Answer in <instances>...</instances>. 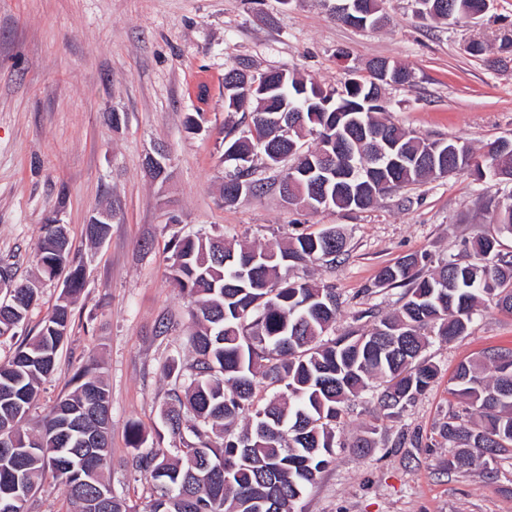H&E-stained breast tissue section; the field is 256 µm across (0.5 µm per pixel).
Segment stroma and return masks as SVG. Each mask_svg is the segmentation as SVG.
Returning <instances> with one entry per match:
<instances>
[{"mask_svg":"<svg viewBox=\"0 0 512 512\" xmlns=\"http://www.w3.org/2000/svg\"><path fill=\"white\" fill-rule=\"evenodd\" d=\"M381 7L391 23L378 30L336 21L325 0H0V265L18 281L36 275L41 226L57 218L86 268L70 335L31 416L43 415L96 356L112 396L105 474L129 503L146 507L152 490L131 465L128 425L148 430L147 446L174 447L171 436H155L174 386L163 367L194 360L189 300L170 278L175 238L202 233L273 246L342 225L346 246L335 262L290 272L335 288L340 336L399 308L401 289L375 285L382 267L408 254L463 260L477 231L494 232L482 199L507 200L512 183L463 172L392 192L362 211L314 214L287 204L276 171L261 167L260 194L225 203L224 134L245 119L224 110V73L242 59L330 88L349 69L388 58L414 73L412 86L383 91L386 117L398 127L461 137L479 152L512 139V56L499 49L512 34V0H494L479 22L455 25L418 19L412 0ZM474 40L485 55L467 52ZM196 113L203 122L192 133L186 119ZM158 143L170 156L163 181L145 167ZM105 206L110 234L90 245L85 226ZM494 348H512V314L488 301L467 336L426 350L437 382L399 417L382 420L377 447L363 454L350 444L379 409L369 396L357 403L303 512H512V456L499 459L489 480L478 465L449 469L453 451L438 439L449 411L462 408L448 393L449 378L461 361ZM415 435L422 447L399 445Z\"/></svg>","mask_w":512,"mask_h":512,"instance_id":"1","label":"stroma"}]
</instances>
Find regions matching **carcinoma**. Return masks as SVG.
Instances as JSON below:
<instances>
[{
  "mask_svg": "<svg viewBox=\"0 0 512 512\" xmlns=\"http://www.w3.org/2000/svg\"><path fill=\"white\" fill-rule=\"evenodd\" d=\"M388 64L400 86L413 84L408 68L386 58L372 61L369 75L324 89L286 70L269 80V92L253 97L237 83L224 84V109L250 107L246 128L224 135V153L240 164L227 177L254 194L250 179L255 157L296 164L282 171L280 191L290 197L304 172L320 158L336 166L341 179L316 198L305 185L304 206L356 210L377 197L433 177L448 156L479 177L512 181V140H497L477 153L462 138L431 140L383 121L375 102L381 79L377 63ZM313 136L316 147L304 148ZM397 152L424 160L419 167L389 163ZM486 210L497 233H477L467 262L446 259L432 269L427 255L410 254L378 274L381 287H404L398 313L370 329L330 335L339 308L336 291L299 282L290 267L336 259L345 234L338 224L302 233L273 247L232 248L222 238L175 240L172 275L191 299L194 353L189 382L173 389L160 410L164 428L179 439L177 455L164 448L141 451L142 426H129L132 465L149 478L155 494L148 512H299L310 487L332 462L337 425L372 381L382 380L377 404L394 418L438 378L439 369L422 356L437 337L448 342L468 334L475 307L483 301L512 312V252L500 236H512V203L491 198ZM42 274L53 278L69 269L63 301L45 318L37 335L20 343L0 364V498L13 512H25L47 474L65 486L76 512H139L111 494L103 477L110 458L111 421L87 416L90 407L111 409V394L98 361L73 376V391L60 396L36 426L28 429L39 386L55 371L67 339L71 305L83 291L85 269L71 255L63 224L43 225L34 248ZM11 284L0 302V344L11 342L34 304L36 282H12L0 269V284ZM448 393L465 404L451 411L438 435L457 452L448 469L479 462L487 478L497 459L512 455V350L486 352L458 365ZM380 418L366 424L352 447H377Z\"/></svg>",
  "mask_w": 512,
  "mask_h": 512,
  "instance_id": "cac0c4a2",
  "label": "carcinoma"
}]
</instances>
